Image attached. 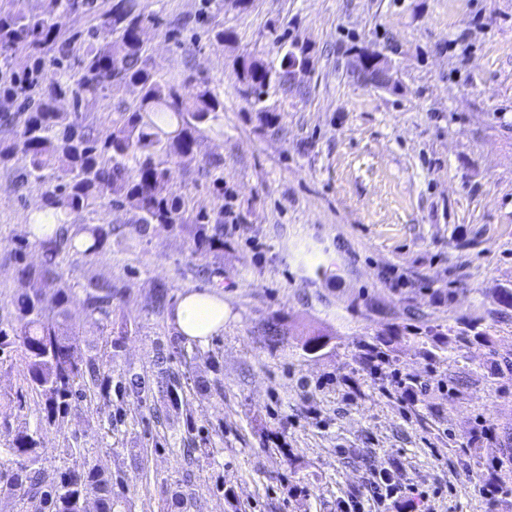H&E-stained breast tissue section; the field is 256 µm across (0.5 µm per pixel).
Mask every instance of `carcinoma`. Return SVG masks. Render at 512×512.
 Wrapping results in <instances>:
<instances>
[{"label":"carcinoma","mask_w":512,"mask_h":512,"mask_svg":"<svg viewBox=\"0 0 512 512\" xmlns=\"http://www.w3.org/2000/svg\"><path fill=\"white\" fill-rule=\"evenodd\" d=\"M74 15L98 24L82 32L65 28ZM156 24L144 0H53L43 9L32 0H0V98L35 101L22 112H0V170L15 174L19 188L40 191L39 206L20 233L0 242L12 263V276L24 288L12 300L13 319L0 321V354L16 353L25 391L15 402L18 413L33 410L34 428L17 431L0 464V489L20 494L37 505L35 512H86L89 496L95 512H114L112 477L89 463L81 471L43 466V433L62 431L79 411L106 415L113 425L112 393L136 400L154 394L162 433L186 410L188 387L168 362L186 359L187 338L171 337L156 348L157 370L131 369L112 382V356L77 352L68 329L71 308L79 305L85 322L112 335V313L125 301L123 288L110 280L90 278L76 289L64 282L62 262H79L112 253L116 240L136 242L155 233L191 235V254L202 260L224 250L223 160L198 152L205 132H221L224 97L204 75L181 70L163 79L151 63L141 32ZM277 48L268 61L253 53L234 60L238 92L259 127L275 129L276 96L303 94L288 83L290 68L316 61L310 42L285 28L270 26ZM24 54L22 71L15 55ZM54 77L47 78V72ZM122 84L137 91L133 105L109 113L108 125L78 111L88 99L106 96ZM71 102L73 111L60 108ZM196 164L211 179L213 202L196 209L172 189L180 168ZM128 215L112 223V212ZM96 214L95 223H82ZM169 288L154 286L152 311L164 313ZM462 339L486 338L482 319L462 321ZM484 486L512 487V471L497 463L481 476Z\"/></svg>","instance_id":"obj_1"}]
</instances>
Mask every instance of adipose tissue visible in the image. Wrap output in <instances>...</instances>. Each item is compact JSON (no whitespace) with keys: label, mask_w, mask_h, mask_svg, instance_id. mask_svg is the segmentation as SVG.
I'll list each match as a JSON object with an SVG mask.
<instances>
[{"label":"adipose tissue","mask_w":512,"mask_h":512,"mask_svg":"<svg viewBox=\"0 0 512 512\" xmlns=\"http://www.w3.org/2000/svg\"><path fill=\"white\" fill-rule=\"evenodd\" d=\"M178 332L197 343H208L224 330V297L212 291H189L173 311Z\"/></svg>","instance_id":"ef3b65f1"}]
</instances>
